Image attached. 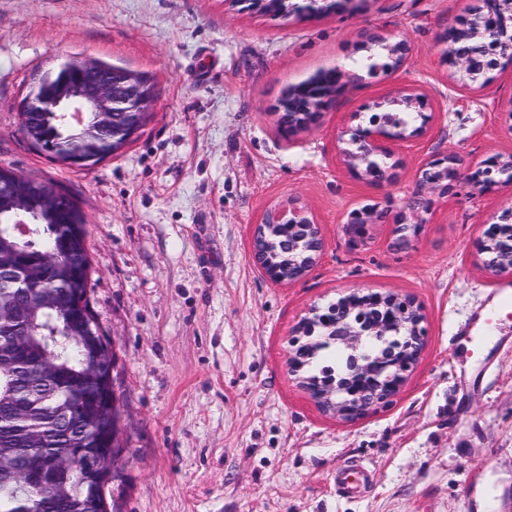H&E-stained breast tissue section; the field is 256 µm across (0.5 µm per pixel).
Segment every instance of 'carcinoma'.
<instances>
[{
    "mask_svg": "<svg viewBox=\"0 0 512 512\" xmlns=\"http://www.w3.org/2000/svg\"><path fill=\"white\" fill-rule=\"evenodd\" d=\"M448 47L467 57L475 77L491 81L479 40L453 33ZM28 119L43 126L48 142L65 133L53 112H31ZM383 121L393 132H406L418 114L391 110ZM16 217L26 220L29 236L13 232ZM85 224L72 196L66 208L51 212L37 197L15 195L0 182V458L14 456L23 469L48 467L57 454L79 447L90 437L82 432V417L98 408L96 355L81 340L88 329L70 312L74 294H87L90 285ZM266 238L256 243V254L281 278L298 276L314 245L312 232L271 224ZM49 247L59 251L53 266L44 264ZM326 314L329 322L304 328L297 356L303 375L338 400L355 360L368 357L373 366L386 357L394 364L410 359L404 339L410 324L422 318L418 307L406 312L384 302L364 312L340 298ZM349 328L362 336L357 348L339 337ZM92 494V483L81 475L60 474L51 488L29 497L18 491L13 474L0 471V512H98Z\"/></svg>",
    "mask_w": 512,
    "mask_h": 512,
    "instance_id": "1",
    "label": "carcinoma"
}]
</instances>
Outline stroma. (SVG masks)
<instances>
[{"label":"stroma","instance_id":"stroma-1","mask_svg":"<svg viewBox=\"0 0 512 512\" xmlns=\"http://www.w3.org/2000/svg\"><path fill=\"white\" fill-rule=\"evenodd\" d=\"M474 0H349L345 12L271 19L224 0H0V167L52 181L88 217L89 304L116 354L126 447L107 499L119 512H512V308L468 356L475 313L512 275L478 243L512 186L434 200L408 249L376 224L362 249L342 227L366 204L398 211L419 168L456 150L512 155V65L463 83L448 32ZM407 40L392 72L359 80L315 126L276 128L282 90L360 57L365 30ZM92 57L150 77L153 120L78 171L31 148L18 105L36 75ZM417 86L431 120L403 144L396 183L354 178L336 136L364 103ZM299 201L325 252L276 284L251 241L263 212ZM412 297L426 344L392 404L346 422L288 374V338L314 304L353 289ZM358 461L367 489L338 490Z\"/></svg>","mask_w":512,"mask_h":512}]
</instances>
